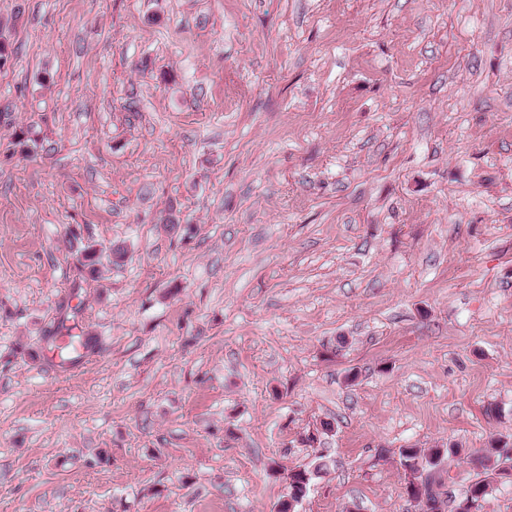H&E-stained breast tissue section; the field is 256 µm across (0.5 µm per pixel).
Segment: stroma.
<instances>
[{
    "instance_id": "stroma-1",
    "label": "stroma",
    "mask_w": 512,
    "mask_h": 512,
    "mask_svg": "<svg viewBox=\"0 0 512 512\" xmlns=\"http://www.w3.org/2000/svg\"><path fill=\"white\" fill-rule=\"evenodd\" d=\"M0 35V512H274L321 454L298 512H411L400 450L449 442L478 479L512 0H0Z\"/></svg>"
}]
</instances>
